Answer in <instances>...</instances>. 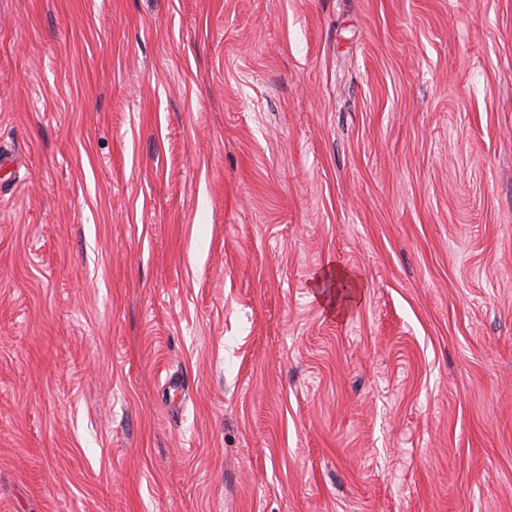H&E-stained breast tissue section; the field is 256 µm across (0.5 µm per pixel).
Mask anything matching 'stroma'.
I'll return each mask as SVG.
<instances>
[{
    "label": "stroma",
    "mask_w": 512,
    "mask_h": 512,
    "mask_svg": "<svg viewBox=\"0 0 512 512\" xmlns=\"http://www.w3.org/2000/svg\"><path fill=\"white\" fill-rule=\"evenodd\" d=\"M0 152V512H512V0H0Z\"/></svg>",
    "instance_id": "1"
}]
</instances>
